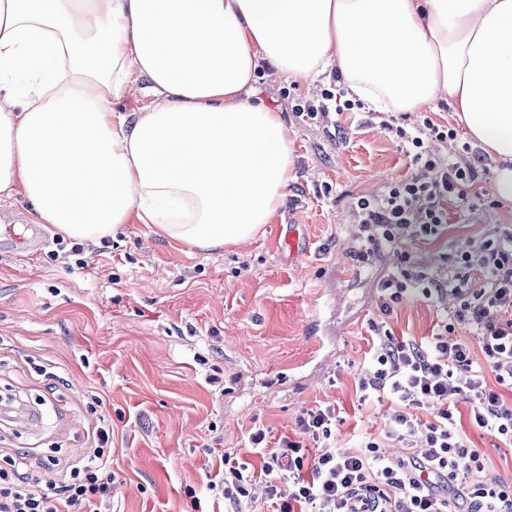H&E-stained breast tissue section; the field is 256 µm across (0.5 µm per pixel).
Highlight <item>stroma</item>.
Listing matches in <instances>:
<instances>
[{"label":"stroma","instance_id":"35a3bbf8","mask_svg":"<svg viewBox=\"0 0 512 512\" xmlns=\"http://www.w3.org/2000/svg\"><path fill=\"white\" fill-rule=\"evenodd\" d=\"M326 89L346 97L336 79L289 82L260 64L252 100L281 112L295 166L285 205L249 241L203 253L135 220L116 238L84 243L89 266L72 270L53 255L50 225L35 256L0 231V393L21 410L0 416V469L20 457L28 474L67 475L105 421L114 483L101 512H224L217 454L253 461L252 428L277 441L293 435L303 409L328 401L344 410L337 445L380 432L389 401L357 403L371 322L421 339L440 331L447 307L410 296L380 310L377 279L392 251L355 260L364 247L356 199L411 167L401 139L382 133L363 102L312 118L297 112ZM425 116L454 132L436 142L437 155L478 152L446 101L395 113L394 123L409 130ZM477 171L474 209L447 207V239L459 249L512 226V203L491 188V161ZM292 225L306 246L295 257L284 246ZM460 422L485 451L484 477L512 484V447L468 415Z\"/></svg>","mask_w":512,"mask_h":512}]
</instances>
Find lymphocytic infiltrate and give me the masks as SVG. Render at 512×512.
<instances>
[{"label":"lymphocytic infiltrate","mask_w":512,"mask_h":512,"mask_svg":"<svg viewBox=\"0 0 512 512\" xmlns=\"http://www.w3.org/2000/svg\"><path fill=\"white\" fill-rule=\"evenodd\" d=\"M378 127L406 142L416 167L382 194L357 200L371 248L399 249L396 266L378 282L380 309L391 312L413 294L436 302L451 298L453 321L471 334L416 340L386 331L373 337L358 379L359 401H392L381 439L405 443L410 456L389 458L380 439L369 437L355 447L331 449L340 410L323 401L301 412L295 436L282 437L277 448H269L263 430L250 433V448L262 458L259 471L236 454H221L224 499L239 506L257 475L275 512H448L454 498L464 512H512V486L480 479L483 451L468 445L454 420L457 407L467 405L477 427L512 446V401L503 396L512 391V227L466 250H452L448 272L421 266L400 243L444 240L445 205H468L477 172L470 163L432 156L431 141L445 134L431 120L410 132L395 129L389 118ZM490 376L496 388H489ZM425 409L435 410L434 421L420 419ZM95 439L92 456L68 478L46 479L39 492L31 491L25 474L0 471V512H100L112 494L104 453L110 426L98 427Z\"/></svg>","instance_id":"lymphocytic-infiltrate-1"}]
</instances>
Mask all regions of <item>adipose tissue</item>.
Segmentation results:
<instances>
[{
	"label": "adipose tissue",
	"instance_id": "1",
	"mask_svg": "<svg viewBox=\"0 0 512 512\" xmlns=\"http://www.w3.org/2000/svg\"><path fill=\"white\" fill-rule=\"evenodd\" d=\"M338 71L385 112L447 100L512 202V0H0V201L79 240L125 224L200 252L284 204L288 126L259 63ZM151 102L114 112L135 81Z\"/></svg>",
	"mask_w": 512,
	"mask_h": 512
}]
</instances>
